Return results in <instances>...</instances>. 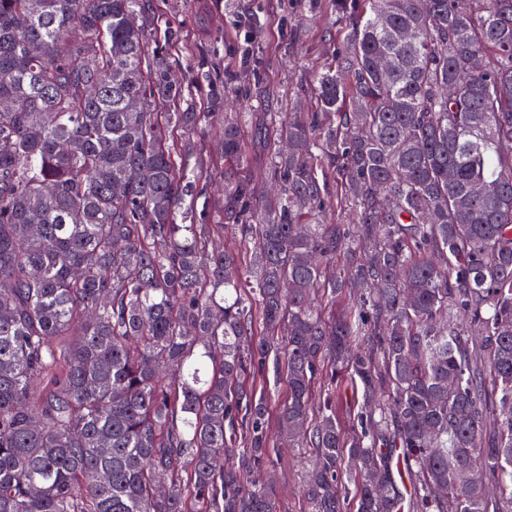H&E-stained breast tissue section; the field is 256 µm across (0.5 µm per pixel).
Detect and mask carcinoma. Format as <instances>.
I'll use <instances>...</instances> for the list:
<instances>
[{"label":"carcinoma","mask_w":512,"mask_h":512,"mask_svg":"<svg viewBox=\"0 0 512 512\" xmlns=\"http://www.w3.org/2000/svg\"><path fill=\"white\" fill-rule=\"evenodd\" d=\"M331 4L316 111L258 128L267 194L154 0H0V512H277L255 374L310 512L357 474L356 512H512V0ZM360 397L361 394L356 391L349 379L343 380V382L337 387L336 399L343 411V421L347 422V415L349 411H357L361 399Z\"/></svg>","instance_id":"obj_1"}]
</instances>
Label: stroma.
Returning a JSON list of instances; mask_svg holds the SVG:
<instances>
[{"label":"stroma","instance_id":"1","mask_svg":"<svg viewBox=\"0 0 512 512\" xmlns=\"http://www.w3.org/2000/svg\"><path fill=\"white\" fill-rule=\"evenodd\" d=\"M184 38L178 78L216 71L247 88L245 112L314 111L315 77L342 45L330 0H165ZM310 449L280 448L269 470L279 512H309L303 492Z\"/></svg>","mask_w":512,"mask_h":512}]
</instances>
